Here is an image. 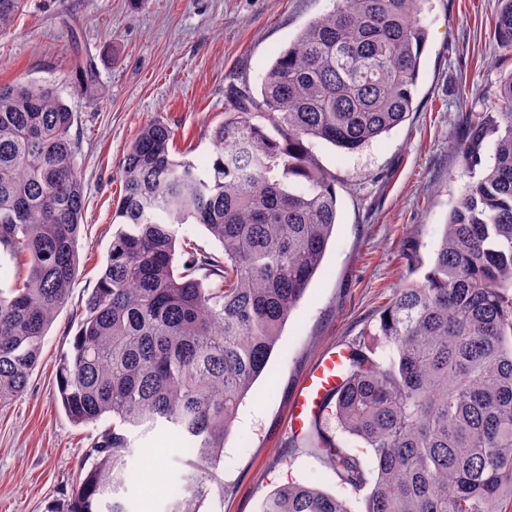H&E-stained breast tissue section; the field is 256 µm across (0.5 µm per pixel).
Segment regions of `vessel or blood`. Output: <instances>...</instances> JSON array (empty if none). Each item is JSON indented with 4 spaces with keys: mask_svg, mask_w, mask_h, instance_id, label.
<instances>
[{
    "mask_svg": "<svg viewBox=\"0 0 512 512\" xmlns=\"http://www.w3.org/2000/svg\"><path fill=\"white\" fill-rule=\"evenodd\" d=\"M342 352H332L317 362L299 381L288 408L286 427L301 432L321 411L339 381Z\"/></svg>",
    "mask_w": 512,
    "mask_h": 512,
    "instance_id": "b4317fda",
    "label": "vessel or blood"
}]
</instances>
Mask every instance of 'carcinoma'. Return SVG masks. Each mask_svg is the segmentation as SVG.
<instances>
[{
    "label": "carcinoma",
    "mask_w": 512,
    "mask_h": 512,
    "mask_svg": "<svg viewBox=\"0 0 512 512\" xmlns=\"http://www.w3.org/2000/svg\"><path fill=\"white\" fill-rule=\"evenodd\" d=\"M24 3L0 0V33ZM425 3L344 0L310 21L262 76L260 97L234 91L204 168L175 158L168 125L139 128L120 167L106 264L56 370L74 424L112 422L58 512H124L114 495L130 476V436L156 430L181 441L193 470L171 512H200L238 407L336 224V177L314 147L354 153L410 116ZM493 28L512 55V0H501ZM497 107L494 119L466 116L455 147L473 177L430 271L380 307L384 355L365 332L349 341L328 417L292 440L344 487L369 489L364 512H497L512 475V73ZM73 124L52 86L0 85V255L16 270L0 289V408L26 392L70 299L86 204ZM188 223L203 225L223 255L187 238L176 251ZM260 512L351 510L291 481Z\"/></svg>",
    "instance_id": "obj_1"
}]
</instances>
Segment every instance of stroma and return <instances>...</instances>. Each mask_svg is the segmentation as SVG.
<instances>
[{
  "instance_id": "stroma-1",
  "label": "stroma",
  "mask_w": 512,
  "mask_h": 512,
  "mask_svg": "<svg viewBox=\"0 0 512 512\" xmlns=\"http://www.w3.org/2000/svg\"><path fill=\"white\" fill-rule=\"evenodd\" d=\"M340 0H27L0 34V83L52 85L75 116V164L86 190L79 265L68 304L44 340L25 395L0 411V512H48L87 465L99 432L75 425L57 398L55 368L76 332L114 230L122 157L138 129L161 121L197 164L235 88L259 90L278 53ZM499 0H430L415 108L401 125L350 154L319 145L336 177L337 224L322 265L290 314L267 372L240 404L224 442L218 478L200 512H259L262 498L293 480L346 499L364 512L365 492L344 489L316 457L294 454L286 415L301 377L323 355L345 349L374 323L409 277L433 264L449 212L465 191L454 151L468 113L491 111L512 73L490 21ZM92 60L91 91L78 62ZM281 465H273V458ZM152 461L161 480L188 483L177 441L157 431L136 439L131 469Z\"/></svg>"
}]
</instances>
